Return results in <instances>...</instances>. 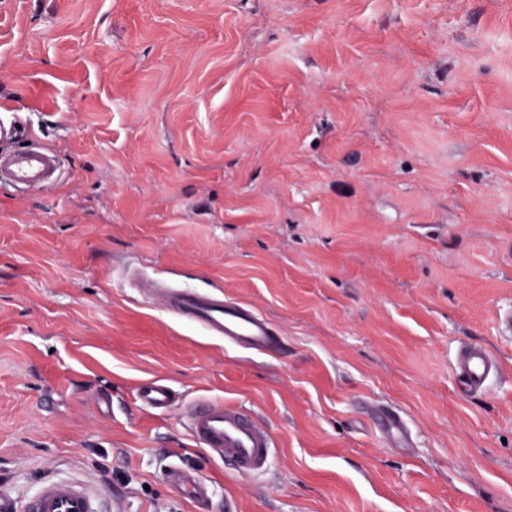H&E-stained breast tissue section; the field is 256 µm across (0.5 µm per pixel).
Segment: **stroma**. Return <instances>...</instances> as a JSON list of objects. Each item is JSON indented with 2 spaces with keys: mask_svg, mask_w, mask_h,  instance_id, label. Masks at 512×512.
<instances>
[{
  "mask_svg": "<svg viewBox=\"0 0 512 512\" xmlns=\"http://www.w3.org/2000/svg\"><path fill=\"white\" fill-rule=\"evenodd\" d=\"M0 119L59 162L0 185V492L512 512V0H0ZM127 268L253 309L281 349L225 346ZM469 344L500 363L472 393ZM153 379L166 411L136 399ZM210 401L270 432L266 471L193 440ZM139 402L151 410H166L174 400L172 389L161 380L142 384L137 394ZM171 484L191 499H202L208 495V486L190 472L174 469L169 475Z\"/></svg>",
  "mask_w": 512,
  "mask_h": 512,
  "instance_id": "stroma-1",
  "label": "stroma"
}]
</instances>
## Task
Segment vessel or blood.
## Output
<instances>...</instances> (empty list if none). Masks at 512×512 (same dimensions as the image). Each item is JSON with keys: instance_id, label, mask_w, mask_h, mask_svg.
I'll return each mask as SVG.
<instances>
[{"instance_id": "obj_1", "label": "vessel or blood", "mask_w": 512, "mask_h": 512, "mask_svg": "<svg viewBox=\"0 0 512 512\" xmlns=\"http://www.w3.org/2000/svg\"><path fill=\"white\" fill-rule=\"evenodd\" d=\"M57 168L55 153L43 147L0 152V173L30 189L53 185ZM151 292L167 310L202 327L208 335L223 339L225 344L258 352L273 351L279 346L270 323L240 303L201 290L175 288L160 280L153 282ZM497 369L495 358L477 345L463 348L454 359L456 375L475 391L485 389ZM137 397L143 406L157 411L168 409L174 400L172 389L160 380L142 384ZM190 432L211 456L231 462L239 474H253L268 465V432L237 406L210 402L194 408ZM169 478L177 490L191 499L208 494L207 485L192 473L175 469ZM28 512H103V506L81 483L49 481L32 496Z\"/></svg>"}]
</instances>
